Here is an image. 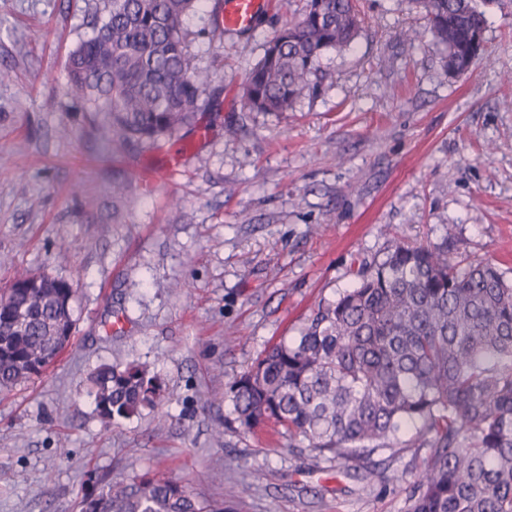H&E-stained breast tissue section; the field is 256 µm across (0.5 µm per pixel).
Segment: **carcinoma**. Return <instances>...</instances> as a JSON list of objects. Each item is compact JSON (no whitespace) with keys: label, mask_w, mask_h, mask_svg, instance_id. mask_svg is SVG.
Returning <instances> with one entry per match:
<instances>
[{"label":"carcinoma","mask_w":512,"mask_h":512,"mask_svg":"<svg viewBox=\"0 0 512 512\" xmlns=\"http://www.w3.org/2000/svg\"><path fill=\"white\" fill-rule=\"evenodd\" d=\"M199 0H112L95 35L68 60V92L86 112H107L126 146L154 142L187 123L212 74L186 45L183 19ZM490 0H411L463 72L483 50L481 5ZM360 32L354 0H307L248 72L253 112H286L319 79L327 49ZM355 287L320 303L299 335L268 347L228 387L247 432L273 423L317 455L376 475L373 456L395 455L410 427L427 449L407 512H512V279L489 262L463 264L448 248L394 242L363 260ZM21 273L0 294V390L39 375L68 346L74 288ZM108 421L157 406L162 387L134 364L91 376ZM81 512H224L183 486L145 472L103 480Z\"/></svg>","instance_id":"obj_1"}]
</instances>
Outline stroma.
Returning a JSON list of instances; mask_svg holds the SVG:
<instances>
[{
  "instance_id": "stroma-1",
  "label": "stroma",
  "mask_w": 512,
  "mask_h": 512,
  "mask_svg": "<svg viewBox=\"0 0 512 512\" xmlns=\"http://www.w3.org/2000/svg\"><path fill=\"white\" fill-rule=\"evenodd\" d=\"M220 2L183 21L218 73L193 125L136 149L66 93L108 0H0V291L20 272L68 281L76 323L41 375L0 392V512H80L102 479L156 469L224 512H406L424 470L413 429L364 480L272 429L240 431L228 386L393 240H448L512 278V0H492L461 74L408 0H358L359 36L320 56L318 86L287 112L250 111L242 83L306 0H269L251 31L214 37ZM200 126L183 167L144 188ZM130 362L165 398L105 422L90 376Z\"/></svg>"
}]
</instances>
